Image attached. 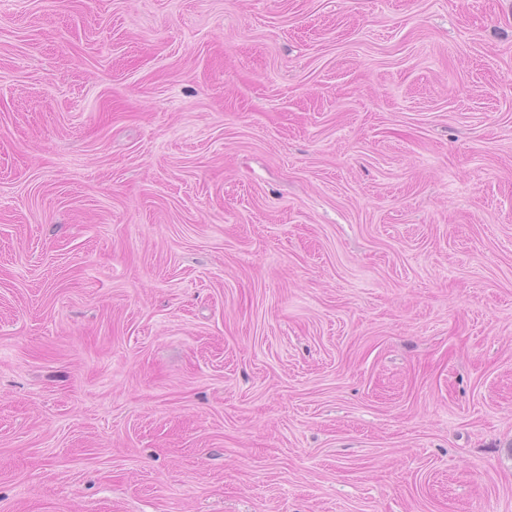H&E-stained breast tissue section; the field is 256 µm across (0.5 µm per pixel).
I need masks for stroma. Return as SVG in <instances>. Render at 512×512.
<instances>
[{"instance_id":"1","label":"stroma","mask_w":512,"mask_h":512,"mask_svg":"<svg viewBox=\"0 0 512 512\" xmlns=\"http://www.w3.org/2000/svg\"><path fill=\"white\" fill-rule=\"evenodd\" d=\"M0 512H512V0H0Z\"/></svg>"}]
</instances>
